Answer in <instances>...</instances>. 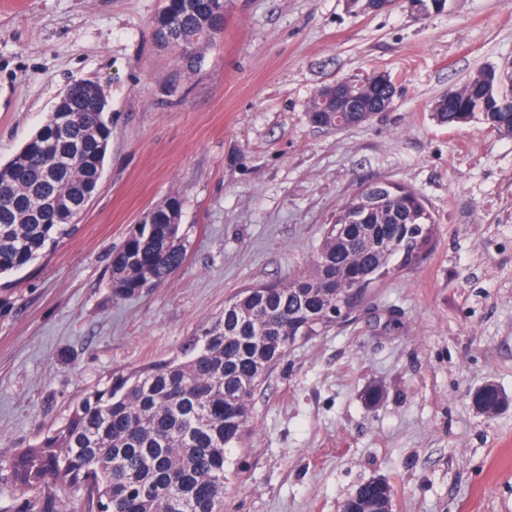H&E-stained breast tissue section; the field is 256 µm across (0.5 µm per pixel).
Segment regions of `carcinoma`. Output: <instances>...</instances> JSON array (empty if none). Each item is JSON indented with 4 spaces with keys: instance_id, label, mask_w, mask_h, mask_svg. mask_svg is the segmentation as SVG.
Instances as JSON below:
<instances>
[{
    "instance_id": "obj_1",
    "label": "carcinoma",
    "mask_w": 512,
    "mask_h": 512,
    "mask_svg": "<svg viewBox=\"0 0 512 512\" xmlns=\"http://www.w3.org/2000/svg\"><path fill=\"white\" fill-rule=\"evenodd\" d=\"M224 0H165L152 20L155 40L195 67L202 47L224 30ZM388 89L373 76L356 80L351 112L316 103L310 122L327 128L366 123ZM25 146L0 166V275L19 272L73 237L74 211L102 177L112 120L94 82L71 85ZM449 126L477 119L512 137V65L484 69L434 103ZM182 200L171 196L143 214L110 253L115 295L169 280L182 265ZM435 220L421 195L392 181L370 182L351 196L326 229L310 270L250 286L228 299L202 343L181 355L112 374L80 397L31 446L0 455V469L22 490H43L27 512H50L56 487L83 492L82 512H224L234 475L230 451L242 439L251 396L262 377L299 339L331 326L328 310L347 298L358 306L369 288L426 255ZM494 385L475 395L484 411L502 404ZM392 489L365 485L345 512H388Z\"/></svg>"
}]
</instances>
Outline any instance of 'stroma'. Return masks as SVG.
I'll use <instances>...</instances> for the list:
<instances>
[{
    "instance_id": "stroma-1",
    "label": "stroma",
    "mask_w": 512,
    "mask_h": 512,
    "mask_svg": "<svg viewBox=\"0 0 512 512\" xmlns=\"http://www.w3.org/2000/svg\"><path fill=\"white\" fill-rule=\"evenodd\" d=\"M163 0H0V163L71 84L106 91L112 140L79 231L0 277V454L34 444L113 372L179 354L257 282L304 272L362 183L418 191L431 252L259 383L224 512H341L372 479L391 512H512V137L453 127L435 100L512 61V0H226L224 32L181 69L150 23ZM385 72L393 107L349 129L308 119L327 84ZM180 196L182 267L114 295L109 254ZM495 385L507 404L475 403ZM377 401H369L370 392Z\"/></svg>"
}]
</instances>
